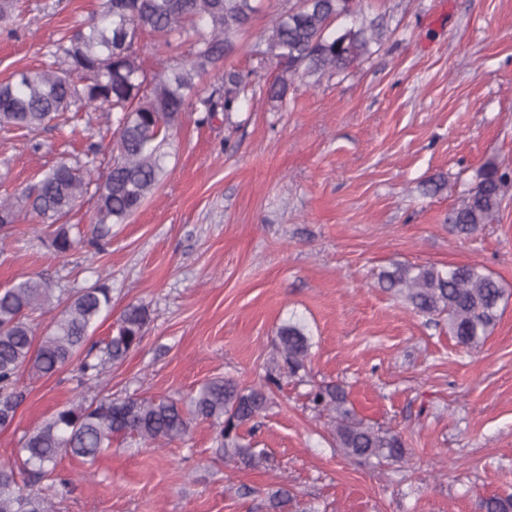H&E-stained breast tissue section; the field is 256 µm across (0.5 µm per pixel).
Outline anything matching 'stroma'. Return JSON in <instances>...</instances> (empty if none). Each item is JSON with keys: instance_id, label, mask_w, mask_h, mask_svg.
Returning <instances> with one entry per match:
<instances>
[{"instance_id": "35a3bbf8", "label": "stroma", "mask_w": 512, "mask_h": 512, "mask_svg": "<svg viewBox=\"0 0 512 512\" xmlns=\"http://www.w3.org/2000/svg\"><path fill=\"white\" fill-rule=\"evenodd\" d=\"M102 3L24 0V26L0 28V81L41 68L46 46ZM281 4L261 0L200 83L207 92L226 69L251 72L239 111L205 125L183 114L164 145L167 175L113 225L104 252L54 259L47 226L23 214L0 255V290L38 275L68 295L107 278L112 311L92 341L128 305L147 306L141 344L106 372L119 395L180 399L218 376L262 384L277 328L303 324L306 367L281 376L250 438L268 460L225 462L198 420L163 447L116 442L91 462L61 457L73 482L56 489L57 512H268L277 486L288 512H480L482 498L512 494V187L493 223L464 235L448 222L482 167L512 170V0H362L387 28L379 51L344 73L289 81L278 102L261 92L278 68L257 67L248 49ZM116 127L81 112L60 130H0V199ZM432 178L439 193L427 191ZM395 262L491 272L505 300L484 343L458 346L446 323L380 288L376 272ZM76 369L22 379L0 463L73 399ZM327 383L345 388L358 417L401 431L405 461L341 455L307 398Z\"/></svg>"}]
</instances>
